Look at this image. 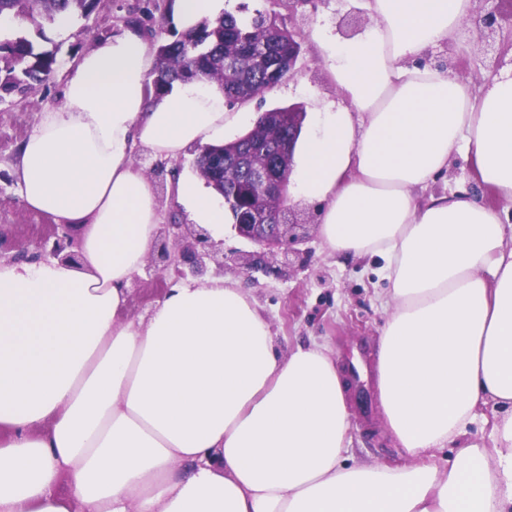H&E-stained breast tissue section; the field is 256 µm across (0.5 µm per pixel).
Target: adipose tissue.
<instances>
[{"instance_id":"1","label":"adipose tissue","mask_w":512,"mask_h":512,"mask_svg":"<svg viewBox=\"0 0 512 512\" xmlns=\"http://www.w3.org/2000/svg\"><path fill=\"white\" fill-rule=\"evenodd\" d=\"M367 8L361 36L311 34L343 102L312 113L288 195L318 206L329 255L385 261L377 387L405 464L347 457L335 355H280L236 281L176 284L124 318L162 222L134 151L175 159L248 119L207 82L146 95L154 57L125 30L66 67L15 171L26 209L85 231L79 263L0 260V512H512V224L426 191L461 152L512 204V73L475 91L414 65L471 0ZM175 198L222 238L215 192L181 176ZM490 401V446L466 442Z\"/></svg>"}]
</instances>
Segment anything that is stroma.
<instances>
[{
    "instance_id": "35a3bbf8",
    "label": "stroma",
    "mask_w": 512,
    "mask_h": 512,
    "mask_svg": "<svg viewBox=\"0 0 512 512\" xmlns=\"http://www.w3.org/2000/svg\"><path fill=\"white\" fill-rule=\"evenodd\" d=\"M143 0H96L88 16L73 15L69 33L57 31L54 23L34 25L18 20L10 37L25 36L38 49L54 52L59 69L43 85L26 97L0 99V258L15 259L19 252L34 253L40 238L48 234L53 217L27 210L20 186L14 177L20 147L37 114L55 104L62 92L63 70L96 40L126 28L132 9ZM288 17L304 39L303 58L298 70L282 80L263 97L247 105L251 115L276 106L296 105L311 110L313 101L341 102L329 65L318 58L307 41L314 27L337 31L353 9V0H320L317 8L292 6L290 0H230V11L240 6ZM291 218L303 224L306 240L299 244V255L285 259L283 254L259 255L253 244L225 226L224 237L215 241L197 282L212 278L237 280L258 304L271 325L280 352H288L301 342L327 345L337 356L342 369L358 368L359 381L351 382L348 404L351 411L353 441L349 453L371 463L398 465L404 456L388 430L379 402L374 372L378 338L386 315L378 297L388 283L382 276L383 262L368 256L359 260L330 256L319 234L316 205L290 201ZM156 255H149L144 268L130 284L126 315L147 319L164 295L154 281Z\"/></svg>"
}]
</instances>
